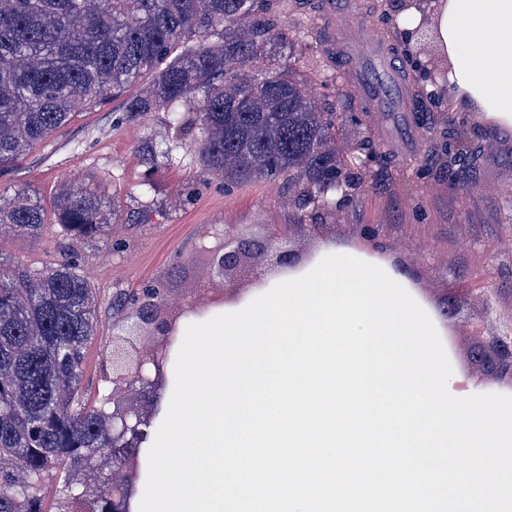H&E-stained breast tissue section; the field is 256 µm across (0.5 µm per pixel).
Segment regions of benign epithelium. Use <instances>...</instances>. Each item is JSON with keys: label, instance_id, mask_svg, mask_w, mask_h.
Instances as JSON below:
<instances>
[{"label": "benign epithelium", "instance_id": "1", "mask_svg": "<svg viewBox=\"0 0 512 512\" xmlns=\"http://www.w3.org/2000/svg\"><path fill=\"white\" fill-rule=\"evenodd\" d=\"M268 238L245 234H230L224 237V246L212 255L213 268L217 275L239 266L242 258L262 254L270 248ZM165 299H146L133 313L118 322L125 336L112 342V374L124 377L128 385L120 387L123 392L132 389L141 391L153 388L163 376L162 355L149 352L137 346L132 338L142 326H148L154 333L164 338L173 335L172 324L163 316ZM485 376L490 380L512 383V319L500 325L496 332L484 340ZM116 408L112 413V430L117 437L135 434L140 431L139 418L134 408L115 399Z\"/></svg>", "mask_w": 512, "mask_h": 512}]
</instances>
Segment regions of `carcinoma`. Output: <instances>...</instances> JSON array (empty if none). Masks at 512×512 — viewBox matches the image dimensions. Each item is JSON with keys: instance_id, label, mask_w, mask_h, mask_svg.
I'll use <instances>...</instances> for the list:
<instances>
[{"instance_id": "carcinoma-1", "label": "carcinoma", "mask_w": 512, "mask_h": 512, "mask_svg": "<svg viewBox=\"0 0 512 512\" xmlns=\"http://www.w3.org/2000/svg\"><path fill=\"white\" fill-rule=\"evenodd\" d=\"M279 37L256 0H0V168L150 74L126 111L198 126L203 173L226 188L284 178L301 208L331 200L338 182L354 186L351 166L370 140L318 110L289 65L245 68ZM52 209L65 260L0 261V512H45L50 484L54 512H114V475L131 465L138 477V446L112 441V393L93 399L82 385L102 302L80 265L91 244L110 245L112 223L143 224L156 205L124 204L88 177L64 185ZM46 223L35 191L0 193L1 228L34 237ZM154 294L115 296L112 311Z\"/></svg>"}]
</instances>
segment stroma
I'll list each match as a JSON object with an SVG mask.
<instances>
[{
    "label": "stroma",
    "instance_id": "obj_1",
    "mask_svg": "<svg viewBox=\"0 0 512 512\" xmlns=\"http://www.w3.org/2000/svg\"><path fill=\"white\" fill-rule=\"evenodd\" d=\"M351 32L366 30L360 42L385 44L393 66L403 71L410 91L421 92L426 110L416 125L405 112L376 111L369 129L372 159L356 166L359 183L346 200L318 209H298L286 181L258 178L225 188L220 177L202 173L197 158L199 132L177 134L166 112L128 113L126 104L148 84L140 79L124 93L84 110L19 160L0 169V192L28 188L52 203L66 183L95 176L120 200L151 189L158 212L145 224L113 225L110 247L85 253L81 272L104 301L120 292L164 284L165 314L183 338L194 303L203 315L216 304L238 307L261 295V281L279 276L270 255L246 259L225 279L214 277L211 250L225 235H262L273 224H314L316 233H292L288 246L310 261L328 242L350 245L361 234L383 235L389 260L415 284L427 304L442 308L454 299L447 323V348L453 356L450 388L461 393L486 392L489 382L469 361L478 333H491L512 315V129L476 120L453 108L439 79L447 67L429 39L412 42L398 30L396 0H340ZM261 15H274L282 39L247 62L265 70L270 57L290 58L297 74L311 82L318 108L340 113L343 121L361 115L366 100L345 90L340 69L324 55L319 39L321 13L313 0H264ZM465 129L487 152L461 171L441 167L438 156L456 143ZM153 138L169 148L166 159L150 161L138 145ZM186 189L194 196L174 207ZM61 229L47 224L38 237L0 236V261L39 268L59 260ZM102 341L86 353L83 385L90 393L106 387L112 363L104 347L113 336L112 315L102 314Z\"/></svg>",
    "mask_w": 512,
    "mask_h": 512
}]
</instances>
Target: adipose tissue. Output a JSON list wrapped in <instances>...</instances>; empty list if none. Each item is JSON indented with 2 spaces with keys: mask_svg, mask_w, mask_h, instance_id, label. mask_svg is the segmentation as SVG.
Segmentation results:
<instances>
[{
  "mask_svg": "<svg viewBox=\"0 0 512 512\" xmlns=\"http://www.w3.org/2000/svg\"><path fill=\"white\" fill-rule=\"evenodd\" d=\"M403 30L427 24L448 68L442 81L457 108L499 127H512V0H440L430 16L416 6Z\"/></svg>",
  "mask_w": 512,
  "mask_h": 512,
  "instance_id": "adipose-tissue-1",
  "label": "adipose tissue"
}]
</instances>
